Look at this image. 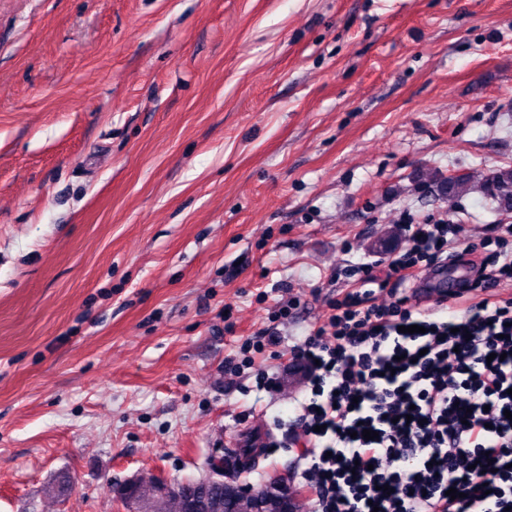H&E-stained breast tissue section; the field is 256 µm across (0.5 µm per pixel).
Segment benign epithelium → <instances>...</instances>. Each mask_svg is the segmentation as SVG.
Masks as SVG:
<instances>
[{
	"mask_svg": "<svg viewBox=\"0 0 512 512\" xmlns=\"http://www.w3.org/2000/svg\"><path fill=\"white\" fill-rule=\"evenodd\" d=\"M199 482L204 486L224 485L226 501L250 499L249 512H296L298 490L286 475L273 477L260 492L256 493L238 479L232 482L224 480V457L216 456L209 459L204 466V473L200 476ZM138 486V479L134 478L109 486V492L125 512H133L131 504L137 494Z\"/></svg>",
	"mask_w": 512,
	"mask_h": 512,
	"instance_id": "7a95c632",
	"label": "benign epithelium"
}]
</instances>
